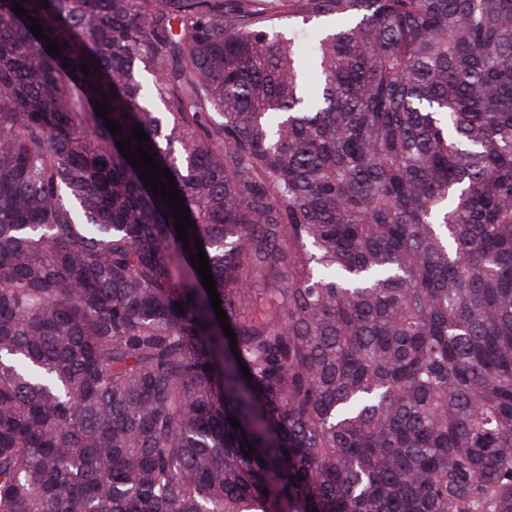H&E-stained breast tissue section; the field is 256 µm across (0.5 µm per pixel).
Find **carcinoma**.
<instances>
[{"label": "carcinoma", "mask_w": 512, "mask_h": 512, "mask_svg": "<svg viewBox=\"0 0 512 512\" xmlns=\"http://www.w3.org/2000/svg\"><path fill=\"white\" fill-rule=\"evenodd\" d=\"M0 512H512V0H0Z\"/></svg>", "instance_id": "1"}]
</instances>
